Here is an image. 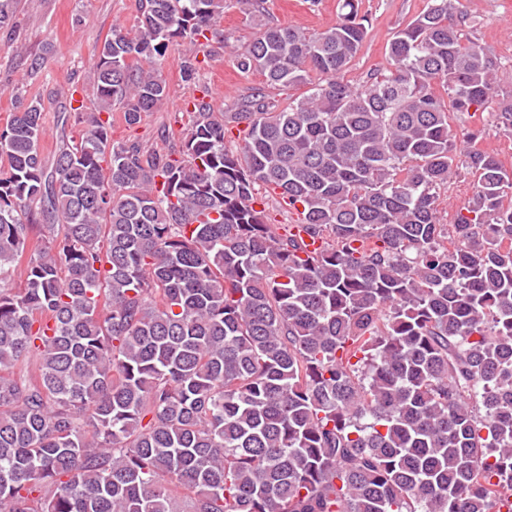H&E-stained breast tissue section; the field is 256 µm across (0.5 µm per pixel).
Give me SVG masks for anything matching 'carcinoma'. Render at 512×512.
Returning <instances> with one entry per match:
<instances>
[{"label": "carcinoma", "mask_w": 512, "mask_h": 512, "mask_svg": "<svg viewBox=\"0 0 512 512\" xmlns=\"http://www.w3.org/2000/svg\"><path fill=\"white\" fill-rule=\"evenodd\" d=\"M262 2L237 0V67L306 87L284 107L195 98L179 149L112 143L113 108L169 98L171 42L189 83L229 47L224 0H139L51 169L39 103L0 131V512H512V171L449 123L493 105L512 135V89L459 0L361 86L354 0L312 32ZM460 168L476 192L442 224ZM226 1L219 30L223 31L224 35L231 36V41H234V44L244 45L254 38L256 30L245 20V16L241 13L236 0ZM257 197L263 198L264 204L258 200L256 208L260 209L265 207L268 221L270 224H277L279 227L286 226L287 224H297V216L294 212L288 210V206L279 202V196H271L266 192L264 187H261Z\"/></svg>", "instance_id": "cac0c4a2"}]
</instances>
